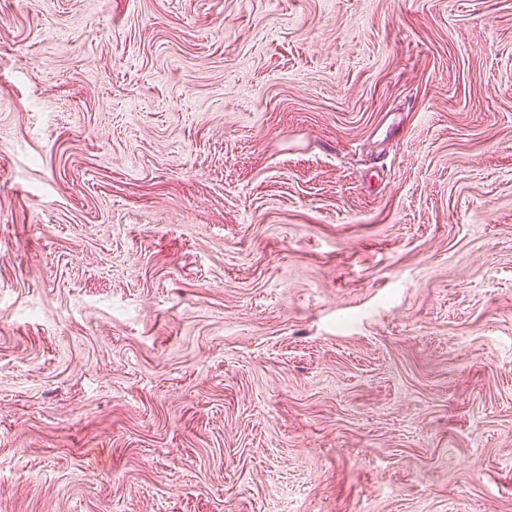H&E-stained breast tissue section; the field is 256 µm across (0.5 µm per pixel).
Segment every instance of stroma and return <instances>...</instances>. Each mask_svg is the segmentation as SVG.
I'll list each match as a JSON object with an SVG mask.
<instances>
[{"label": "stroma", "instance_id": "35a3bbf8", "mask_svg": "<svg viewBox=\"0 0 512 512\" xmlns=\"http://www.w3.org/2000/svg\"><path fill=\"white\" fill-rule=\"evenodd\" d=\"M0 512H512V0H0Z\"/></svg>", "mask_w": 512, "mask_h": 512}]
</instances>
